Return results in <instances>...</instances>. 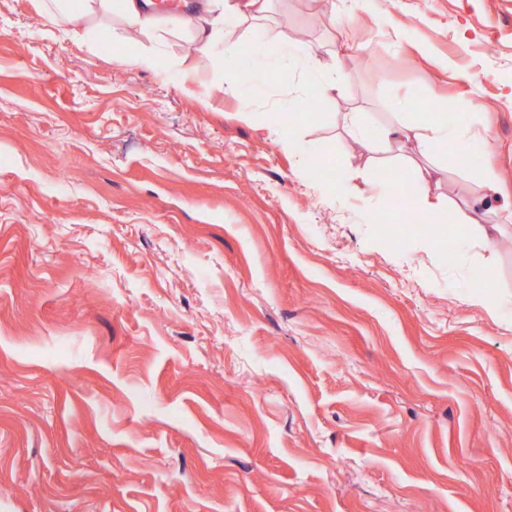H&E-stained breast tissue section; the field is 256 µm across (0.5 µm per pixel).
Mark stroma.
Here are the masks:
<instances>
[{
	"instance_id": "35a3bbf8",
	"label": "stroma",
	"mask_w": 512,
	"mask_h": 512,
	"mask_svg": "<svg viewBox=\"0 0 512 512\" xmlns=\"http://www.w3.org/2000/svg\"><path fill=\"white\" fill-rule=\"evenodd\" d=\"M121 30L0 0V512H512V224L408 233L410 144L344 124L455 102L512 188V0H273L269 50L319 51L331 98L295 61L242 100L177 32L146 69Z\"/></svg>"
}]
</instances>
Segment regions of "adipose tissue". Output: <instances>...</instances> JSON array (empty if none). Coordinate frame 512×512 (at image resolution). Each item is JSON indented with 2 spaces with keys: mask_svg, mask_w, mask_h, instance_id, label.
<instances>
[{
  "mask_svg": "<svg viewBox=\"0 0 512 512\" xmlns=\"http://www.w3.org/2000/svg\"><path fill=\"white\" fill-rule=\"evenodd\" d=\"M271 0H202L197 10L183 21L196 49L206 55H231L238 47L249 46V53L239 65L228 68L226 83L249 96L261 87L268 68L261 21L269 10ZM119 10L125 24L140 31L151 42L150 48L132 55L133 64L151 68L161 51L168 29L156 11L153 0H81L80 7H73L71 0H50L42 6V14L50 26L61 35L77 38L83 36L90 23L111 10ZM412 142L418 156L432 160L439 150L450 149L460 159L472 154L469 139L455 126V117L443 114L435 123L381 125L370 148L393 142ZM437 181L436 170H418L414 181L401 185L410 208L426 211L428 218L444 213L449 223L471 224L475 218L467 211L450 205L434 204L430 192Z\"/></svg>",
  "mask_w": 512,
  "mask_h": 512,
  "instance_id": "ef3b65f1",
  "label": "adipose tissue"
}]
</instances>
